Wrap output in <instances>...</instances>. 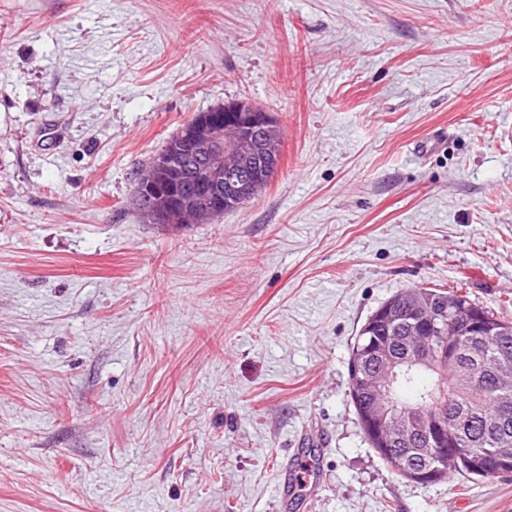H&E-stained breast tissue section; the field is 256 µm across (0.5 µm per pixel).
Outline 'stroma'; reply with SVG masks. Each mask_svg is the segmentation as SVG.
Returning a JSON list of instances; mask_svg holds the SVG:
<instances>
[{"instance_id": "stroma-1", "label": "stroma", "mask_w": 512, "mask_h": 512, "mask_svg": "<svg viewBox=\"0 0 512 512\" xmlns=\"http://www.w3.org/2000/svg\"><path fill=\"white\" fill-rule=\"evenodd\" d=\"M241 99L278 175L145 223L151 159ZM510 128L512 0H0V512H507L512 473L388 467L348 367L407 288L512 320Z\"/></svg>"}]
</instances>
